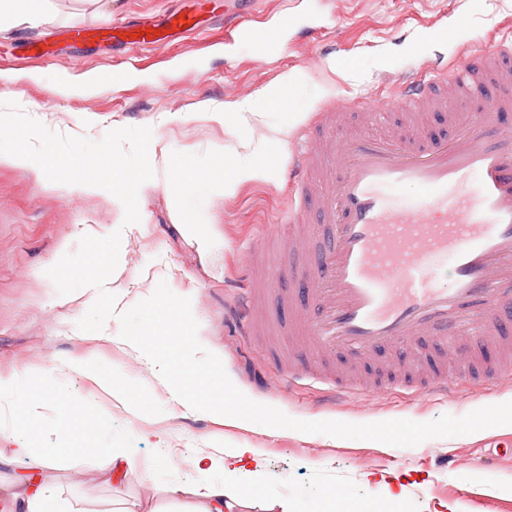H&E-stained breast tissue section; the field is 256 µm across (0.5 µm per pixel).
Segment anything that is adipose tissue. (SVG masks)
I'll return each mask as SVG.
<instances>
[{
    "mask_svg": "<svg viewBox=\"0 0 512 512\" xmlns=\"http://www.w3.org/2000/svg\"><path fill=\"white\" fill-rule=\"evenodd\" d=\"M250 102L231 106H220L204 112L203 118L209 123L222 126L226 141L222 148L223 166L217 167L215 174H207L205 167H198L185 176L166 175L158 179L156 168L130 178L125 190L115 193L112 201L120 215V223H127V215L143 195L166 182L170 189H177L184 181L207 177L210 186L220 194H234L240 184L267 180L282 173V166L258 165L254 156L263 152L265 143L255 141L250 128L258 118ZM73 439L70 448H32L26 440H18L12 457L5 459V466L11 467L10 481L0 483V500L5 501L11 512H64L60 493L35 473L34 468L25 465L27 459H34L37 466L53 467L66 453H78L81 447L80 427L68 429ZM259 451L255 448H216L212 452L197 457L195 466L199 471H223L224 480L220 483L196 482L173 487L172 492L179 498L194 503L193 512H233L235 506L243 503L254 492V482L259 479L257 468Z\"/></svg>",
    "mask_w": 512,
    "mask_h": 512,
    "instance_id": "1",
    "label": "adipose tissue"
}]
</instances>
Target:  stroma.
<instances>
[{
    "label": "stroma",
    "instance_id": "35a3bbf8",
    "mask_svg": "<svg viewBox=\"0 0 512 512\" xmlns=\"http://www.w3.org/2000/svg\"><path fill=\"white\" fill-rule=\"evenodd\" d=\"M224 2L112 0L107 9L97 0H48L44 23L0 30V145L33 134L45 148L24 164L0 161V374L18 378L13 400L0 403V456H11L21 432L36 448L62 442L63 416L72 410L90 428L86 454L41 471L68 512H113L121 502L184 512L166 489L223 480L194 466L200 450L215 446L260 451L262 480L238 512H266L271 502L287 503L290 512H334L340 499L351 512H512V425L383 448L241 426L171 402L150 364L115 342L114 290L123 289L130 307L163 281L190 298L200 342L220 357L234 385L291 418L429 422L512 401V380L475 386L462 377L447 396L392 387L335 405L323 403V385L289 384L283 360L297 337L248 335L234 307L241 289L261 282L252 252L284 245L274 228L288 220V179L244 183L226 198L200 179L176 195L158 185L140 203L142 224L121 237L112 233V194L125 173L106 172L92 192L59 180L62 169L102 161L116 137L141 145L126 173L150 166L148 146L158 138L168 146L170 171L220 162L224 130L198 117L207 106L258 97L267 126L279 125L288 110L308 124L322 103L384 93L400 73L447 67L454 49L441 33L451 27L476 49L512 42V0H260L247 20L248 41L233 44L224 35ZM185 12L195 15L197 29L168 33V19ZM287 13L301 25L282 34L278 21ZM115 23L153 26L168 37L132 48L106 36L75 42L65 34L70 26ZM36 44L52 56L32 58ZM94 74L103 84L83 90ZM174 113L179 121L169 122ZM191 222L218 238L209 254L183 232ZM86 361L125 383L138 405L111 402L75 372L63 378L59 403L23 429L19 404L39 380L60 364ZM109 445L130 449L137 475L101 481L95 451ZM368 473L401 478L400 502L383 485L365 483Z\"/></svg>",
    "mask_w": 512,
    "mask_h": 512
}]
</instances>
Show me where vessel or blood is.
Masks as SVG:
<instances>
[{"label":"vessel or blood","mask_w":512,"mask_h":512,"mask_svg":"<svg viewBox=\"0 0 512 512\" xmlns=\"http://www.w3.org/2000/svg\"><path fill=\"white\" fill-rule=\"evenodd\" d=\"M359 128L319 150L340 110L322 109L290 171V223L310 229L284 262L296 283L278 303L289 334L335 367L380 363L374 391L393 382L456 392L512 375V46L459 47L450 75L403 77L388 95L351 106ZM430 110L441 125L378 131L386 117ZM418 187L410 205L392 196ZM452 262V283L437 271Z\"/></svg>","instance_id":"vessel-or-blood-1"}]
</instances>
